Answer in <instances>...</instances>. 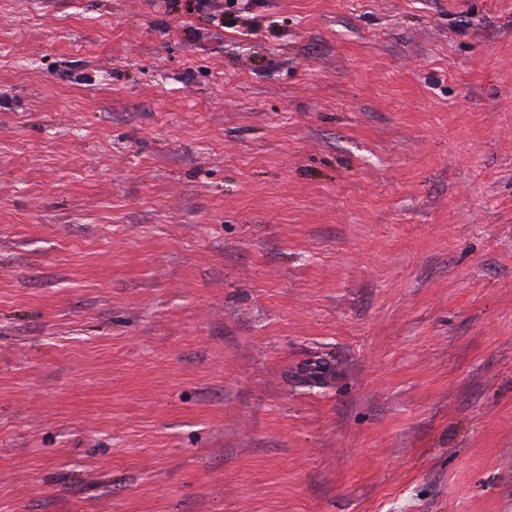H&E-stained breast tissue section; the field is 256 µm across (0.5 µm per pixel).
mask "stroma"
I'll list each match as a JSON object with an SVG mask.
<instances>
[{
  "instance_id": "stroma-1",
  "label": "stroma",
  "mask_w": 512,
  "mask_h": 512,
  "mask_svg": "<svg viewBox=\"0 0 512 512\" xmlns=\"http://www.w3.org/2000/svg\"><path fill=\"white\" fill-rule=\"evenodd\" d=\"M0 512H512V0H0ZM188 11L206 19L215 27L224 25V1L221 0H189Z\"/></svg>"
}]
</instances>
